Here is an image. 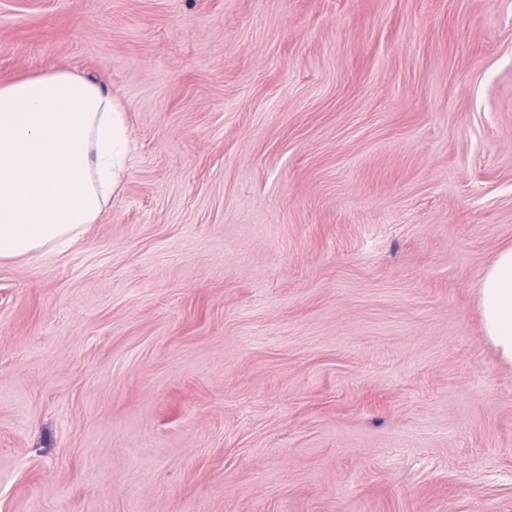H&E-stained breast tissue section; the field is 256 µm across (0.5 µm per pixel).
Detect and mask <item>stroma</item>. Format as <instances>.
Instances as JSON below:
<instances>
[{
	"label": "stroma",
	"instance_id": "stroma-1",
	"mask_svg": "<svg viewBox=\"0 0 512 512\" xmlns=\"http://www.w3.org/2000/svg\"><path fill=\"white\" fill-rule=\"evenodd\" d=\"M129 170L0 257V512H512V0H0ZM479 294L486 335L512 364V247L499 252L485 271Z\"/></svg>",
	"mask_w": 512,
	"mask_h": 512
}]
</instances>
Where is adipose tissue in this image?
<instances>
[{"label": "adipose tissue", "instance_id": "ef3b65f1", "mask_svg": "<svg viewBox=\"0 0 512 512\" xmlns=\"http://www.w3.org/2000/svg\"><path fill=\"white\" fill-rule=\"evenodd\" d=\"M130 142L124 108L67 71L0 84V257L69 241L119 186ZM485 332L512 364V247L479 286Z\"/></svg>", "mask_w": 512, "mask_h": 512}]
</instances>
